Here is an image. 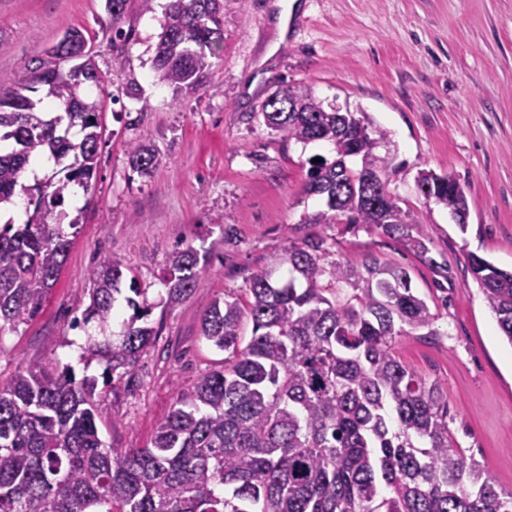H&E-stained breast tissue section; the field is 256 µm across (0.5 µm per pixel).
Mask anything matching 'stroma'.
Segmentation results:
<instances>
[{
	"instance_id": "1",
	"label": "stroma",
	"mask_w": 512,
	"mask_h": 512,
	"mask_svg": "<svg viewBox=\"0 0 512 512\" xmlns=\"http://www.w3.org/2000/svg\"><path fill=\"white\" fill-rule=\"evenodd\" d=\"M168 0L142 12L127 0L112 42L105 0H0V74L74 28L89 32L103 77L88 90L101 101L102 137L91 189L72 186L49 221L79 229L38 315L0 337V378L30 364L61 362L76 376H100L83 358L73 327L102 254L119 260L122 290L146 291L158 330L134 380L114 378L98 399L106 445L142 448L178 392L220 369L224 354L201 335L206 305L244 297L260 269L286 275L289 240L317 234L334 260L374 255L409 270L435 315L429 330H405L396 358L435 380L448 397L454 444L512 491V343L483 301L468 258L512 271V0H296V33L279 34L274 0H224L223 43L205 87L174 92L156 82L155 45ZM282 83L365 113L387 132L382 180L421 222L412 239L359 224H311L323 199L307 194V160L330 155L323 142L285 140L256 117ZM157 149L151 176L133 173L127 145ZM450 175L469 203L466 228L417 187L420 170ZM206 254L209 270L193 296L164 310L161 282L174 249ZM442 265L434 273L430 262Z\"/></svg>"
}]
</instances>
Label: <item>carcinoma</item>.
Returning <instances> with one entry per match:
<instances>
[{"label":"carcinoma","instance_id":"1","mask_svg":"<svg viewBox=\"0 0 512 512\" xmlns=\"http://www.w3.org/2000/svg\"><path fill=\"white\" fill-rule=\"evenodd\" d=\"M221 0H170L155 47L160 82L197 89L223 41ZM126 0H105L114 37ZM83 31L73 29L31 60L28 73L0 76V206L27 197V219L0 225V337L39 312L56 284L72 239L48 222L70 185L96 176L97 104L79 95L98 86ZM70 64L64 69V64ZM63 113L46 117L29 93ZM264 125L299 143L332 142L336 157L310 164L306 191L326 198L312 224H364L410 237L415 214L387 192L375 149L385 133L352 112L326 111L311 89L284 83L260 112ZM80 128L74 142L68 134ZM132 171L156 168L157 150L127 146ZM71 158L31 186L21 174L38 158ZM417 186L465 229L469 204L449 175L419 172ZM319 236L290 241L288 278L251 274L247 300L214 299L202 336L226 353L224 366L181 390L145 448H112L96 424L98 380L60 363L27 366L0 379V512H512V492L454 448L448 398L439 385L395 357L407 325L435 319L415 294L409 271L373 255L328 260ZM471 273L498 327L512 343V271L469 257ZM208 271L191 246L172 251L166 304L188 299ZM124 271L103 256L91 272L82 325L87 360L105 362L103 387L131 375L151 346L153 306L139 288L131 316L110 332ZM252 335L244 340V321Z\"/></svg>","mask_w":512,"mask_h":512}]
</instances>
